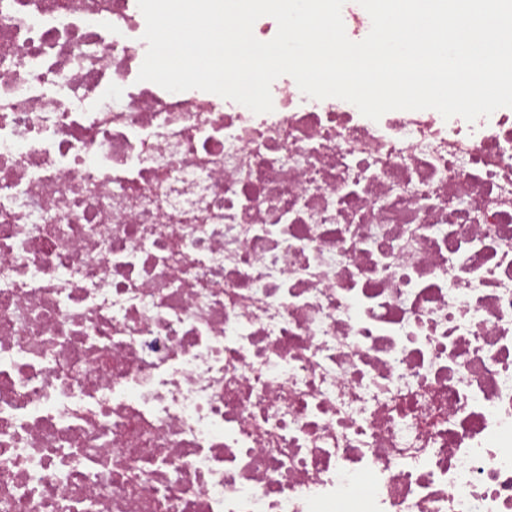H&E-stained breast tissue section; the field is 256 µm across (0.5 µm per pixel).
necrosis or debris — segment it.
<instances>
[{"label":"necrosis or debris","mask_w":512,"mask_h":512,"mask_svg":"<svg viewBox=\"0 0 512 512\" xmlns=\"http://www.w3.org/2000/svg\"><path fill=\"white\" fill-rule=\"evenodd\" d=\"M137 0H0V512H512V108L254 113Z\"/></svg>","instance_id":"obj_1"}]
</instances>
